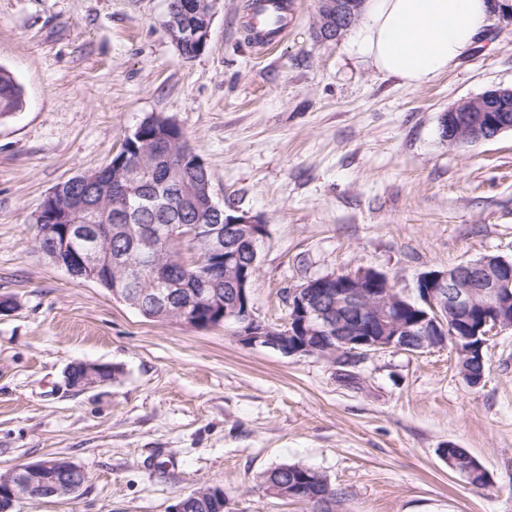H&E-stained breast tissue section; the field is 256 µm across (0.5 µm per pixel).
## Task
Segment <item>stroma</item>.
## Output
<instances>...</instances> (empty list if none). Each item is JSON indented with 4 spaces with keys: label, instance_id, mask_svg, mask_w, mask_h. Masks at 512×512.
<instances>
[{
    "label": "stroma",
    "instance_id": "obj_1",
    "mask_svg": "<svg viewBox=\"0 0 512 512\" xmlns=\"http://www.w3.org/2000/svg\"><path fill=\"white\" fill-rule=\"evenodd\" d=\"M249 0H218L206 49L180 54L166 0H0V66L24 106L0 120V472L63 457L76 499L15 512H171L203 486L229 512H312L261 475L296 463L326 475L337 512H512V330L489 337L483 382L450 347L365 355L346 382L317 357L246 347L232 327L143 317L37 248L34 215L56 185L105 167L147 117L176 120L216 201L261 216L252 296L272 324L288 289L373 269L414 295L418 277L487 255L512 260V131L449 146L459 101L512 86V25L491 17L472 48L408 86L355 45L314 36L316 0H288L267 54ZM76 361L115 370L66 383ZM486 469L478 489L440 451Z\"/></svg>",
    "mask_w": 512,
    "mask_h": 512
}]
</instances>
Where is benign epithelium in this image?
Masks as SVG:
<instances>
[{"label":"benign epithelium","mask_w":512,"mask_h":512,"mask_svg":"<svg viewBox=\"0 0 512 512\" xmlns=\"http://www.w3.org/2000/svg\"><path fill=\"white\" fill-rule=\"evenodd\" d=\"M217 0H195L191 14L193 25L182 23V10L168 7V32L177 49L194 48L198 55L205 50ZM344 10L341 0H318L314 29L325 41L339 40L355 22L348 15L336 25H327V18ZM512 96V87H498L479 97L460 102L464 109L453 107L443 116L448 125V141L474 144L487 139L481 127L491 121L487 115L490 102ZM129 172L118 162L106 171L112 183V206L119 205L128 193H120ZM205 207L209 223L182 224L166 236V241L179 253L186 269L202 278L219 272L233 288L232 299L224 301L206 290L193 293L191 302L180 312L170 310L171 293L159 288H127L120 291L112 281L101 277L108 266L127 274L134 264L127 253H106L104 240L94 228L81 223L80 213L88 208L80 200L58 213L64 226H49L43 231L52 243V263L76 279L96 282L113 288L117 297H124L133 306L150 308L197 329L229 323L238 341L249 347H269L288 356H315L329 362L345 363L344 356L356 359L371 352L401 350L416 352L437 348L453 342L455 354L464 359L473 356L485 363L483 347L494 332L512 329V261L499 256H484L448 270H430L417 279L416 309L422 311L417 321L404 320L395 311L409 306V297L399 292L389 278L375 270L353 273H332L310 279L288 290V318L282 324L260 319L254 310L252 289L258 276L259 245L267 237V224L259 215L234 210L226 211L207 195ZM120 231L138 244L139 256L152 258L158 248L156 236L146 235L131 224ZM64 242L87 236L94 247L62 259L57 248V233ZM252 253L244 262L241 248ZM207 312L201 317L199 313ZM454 321L457 334L448 336V322ZM100 367L82 363L81 375L67 371V382L74 388L101 383ZM87 480L86 472L71 461L52 457L39 462L16 466L0 475V512H14L17 503L27 497L76 498Z\"/></svg>","instance_id":"obj_1"}]
</instances>
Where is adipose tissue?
<instances>
[{"label": "adipose tissue", "instance_id": "ef3b65f1", "mask_svg": "<svg viewBox=\"0 0 512 512\" xmlns=\"http://www.w3.org/2000/svg\"><path fill=\"white\" fill-rule=\"evenodd\" d=\"M360 50L379 71L408 85L445 72L489 18L488 0H366Z\"/></svg>", "mask_w": 512, "mask_h": 512}]
</instances>
